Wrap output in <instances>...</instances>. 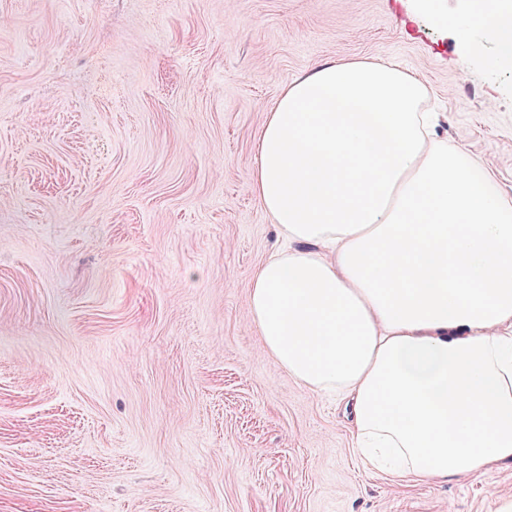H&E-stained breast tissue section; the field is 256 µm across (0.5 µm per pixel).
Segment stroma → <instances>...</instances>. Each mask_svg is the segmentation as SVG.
Returning a JSON list of instances; mask_svg holds the SVG:
<instances>
[{"label":"stroma","instance_id":"obj_1","mask_svg":"<svg viewBox=\"0 0 512 512\" xmlns=\"http://www.w3.org/2000/svg\"><path fill=\"white\" fill-rule=\"evenodd\" d=\"M468 0H0V512H499L512 463L396 486L248 316L265 114L392 60L512 199V66ZM487 1L495 0H479L477 10L474 8L467 16L448 15V25L463 45L472 43L477 29L491 36L495 50L483 56L482 64L487 72L495 73L509 63L512 65V7L510 12L496 8L489 10L485 7Z\"/></svg>","mask_w":512,"mask_h":512}]
</instances>
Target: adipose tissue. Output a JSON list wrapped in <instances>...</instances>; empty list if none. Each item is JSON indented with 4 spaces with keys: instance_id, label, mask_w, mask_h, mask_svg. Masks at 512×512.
I'll return each mask as SVG.
<instances>
[{
    "instance_id": "obj_1",
    "label": "adipose tissue",
    "mask_w": 512,
    "mask_h": 512,
    "mask_svg": "<svg viewBox=\"0 0 512 512\" xmlns=\"http://www.w3.org/2000/svg\"><path fill=\"white\" fill-rule=\"evenodd\" d=\"M512 64V11L448 18ZM391 61H329L267 112L249 188L284 245L248 314L298 382L350 411L366 472L445 484L512 462V202L440 139Z\"/></svg>"
}]
</instances>
